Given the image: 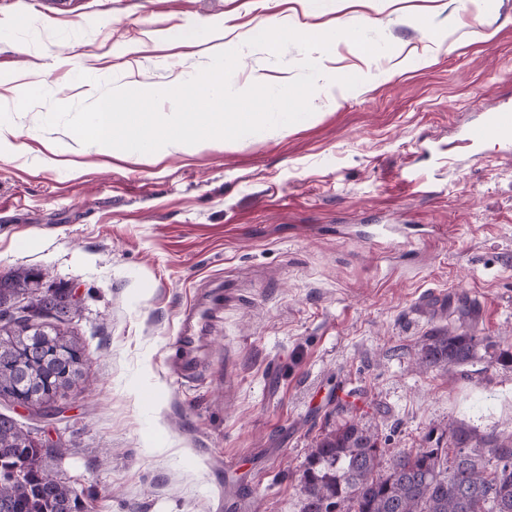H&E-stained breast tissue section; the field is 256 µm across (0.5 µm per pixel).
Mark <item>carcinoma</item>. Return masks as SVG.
<instances>
[{
    "label": "carcinoma",
    "instance_id": "carcinoma-1",
    "mask_svg": "<svg viewBox=\"0 0 512 512\" xmlns=\"http://www.w3.org/2000/svg\"><path fill=\"white\" fill-rule=\"evenodd\" d=\"M41 272L0 273V399L48 407L60 391L87 381V366L68 369L85 348L66 327L71 304L63 287L39 288ZM29 301L40 319L8 316ZM479 339L435 329L416 353L421 370L460 366ZM43 447L0 414V512H80L77 490L47 468ZM384 449L369 428L346 421L310 448L301 478L300 512H512V433L484 436L448 429V447L399 450L383 466Z\"/></svg>",
    "mask_w": 512,
    "mask_h": 512
}]
</instances>
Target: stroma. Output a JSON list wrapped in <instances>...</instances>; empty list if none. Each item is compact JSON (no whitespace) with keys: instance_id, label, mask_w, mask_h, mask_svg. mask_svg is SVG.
<instances>
[{"instance_id":"obj_1","label":"stroma","mask_w":512,"mask_h":512,"mask_svg":"<svg viewBox=\"0 0 512 512\" xmlns=\"http://www.w3.org/2000/svg\"><path fill=\"white\" fill-rule=\"evenodd\" d=\"M268 17L341 18L391 48L335 41L314 55L323 80L361 84L236 141L102 153L41 125L102 82L162 87L234 48L235 90L289 83L298 47L245 45ZM17 84L50 100L0 108L24 147L0 155V272L74 289L90 384L48 417L0 413L56 440L46 463L92 512H299L309 450L342 420L389 453L512 424V365L496 361L512 337V156L456 142L512 103V0H0V87ZM437 144L456 169L432 166ZM396 222L407 236L369 241ZM216 297L200 374L178 377L184 312ZM437 328L484 345L419 370Z\"/></svg>"}]
</instances>
